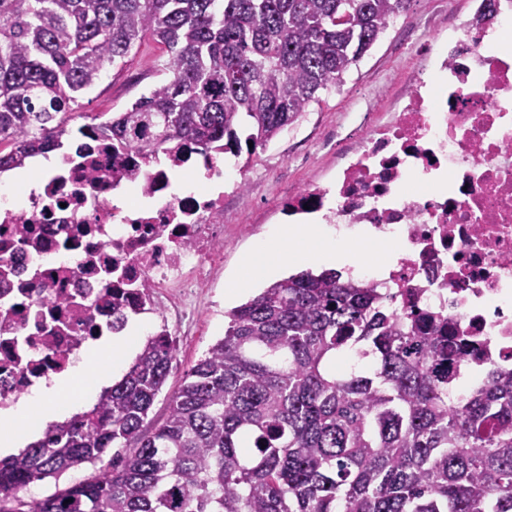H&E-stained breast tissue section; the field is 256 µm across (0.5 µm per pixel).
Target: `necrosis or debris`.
<instances>
[{
	"instance_id": "4bbe7bcc",
	"label": "necrosis or debris",
	"mask_w": 512,
	"mask_h": 512,
	"mask_svg": "<svg viewBox=\"0 0 512 512\" xmlns=\"http://www.w3.org/2000/svg\"><path fill=\"white\" fill-rule=\"evenodd\" d=\"M421 47L437 85L410 76L378 120L362 119L329 185L308 184L283 214H320L337 239L394 247L383 272L357 280L485 338L491 365L512 366V0H494ZM224 162L188 145L166 165L135 150L113 158L92 129L66 168L18 198L0 197V413L40 385L70 379L97 344L133 321L152 336L191 328L193 289L224 257V193L171 189L174 170Z\"/></svg>"
}]
</instances>
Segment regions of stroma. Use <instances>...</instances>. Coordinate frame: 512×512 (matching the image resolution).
<instances>
[{
	"mask_svg": "<svg viewBox=\"0 0 512 512\" xmlns=\"http://www.w3.org/2000/svg\"><path fill=\"white\" fill-rule=\"evenodd\" d=\"M472 7V0H411L409 10L391 23L352 67L340 90L322 94L320 102L312 104L295 125L251 158L225 160L224 224L230 234L224 244V266L216 280L197 289L192 299L197 325L193 335L180 341L147 426L166 419L169 400L180 389L187 371L223 337L227 312L261 292L258 284L233 297L225 289L253 246L283 224L281 198L313 181L330 182L338 162L337 135L353 128L361 113L382 111L396 89V73L413 64L414 47L424 33L440 29L448 20L466 19ZM165 56L164 45L142 42L124 65L109 69L94 89L82 95L72 126L102 113L124 111L160 81L157 63Z\"/></svg>",
	"mask_w": 512,
	"mask_h": 512,
	"instance_id": "35a3bbf8",
	"label": "stroma"
}]
</instances>
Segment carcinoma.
Wrapping results in <instances>:
<instances>
[{"instance_id":"1","label":"carcinoma","mask_w":512,"mask_h":512,"mask_svg":"<svg viewBox=\"0 0 512 512\" xmlns=\"http://www.w3.org/2000/svg\"><path fill=\"white\" fill-rule=\"evenodd\" d=\"M409 2L0 0V173L64 148L79 96L149 38L166 78L94 124L112 155H251L343 86ZM228 318L150 432L174 358L162 336L92 408L0 459V512H512V367L448 396L453 367L486 369L484 341L413 302L398 318L334 269L279 280ZM118 448H112V451L103 457L102 462H98L96 467H83L75 470H71L65 473L59 481L54 479H46L43 482H39L34 485V489L37 493L38 497H44L46 495L52 494L57 489H61L66 486L68 483L81 480L89 476L96 469L106 468L109 465V459L112 453H114Z\"/></svg>"}]
</instances>
